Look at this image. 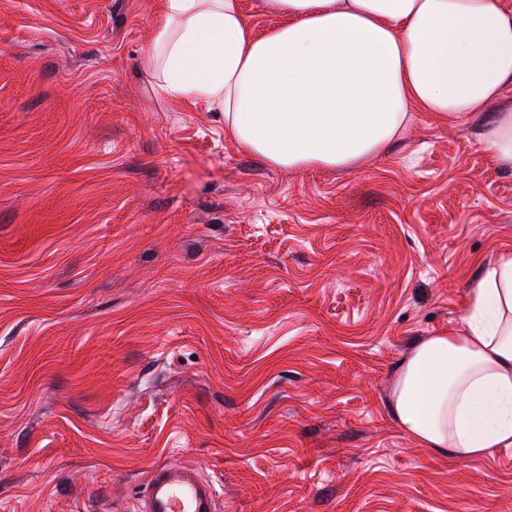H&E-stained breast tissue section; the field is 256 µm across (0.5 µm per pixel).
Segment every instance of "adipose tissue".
<instances>
[{
	"label": "adipose tissue",
	"mask_w": 512,
	"mask_h": 512,
	"mask_svg": "<svg viewBox=\"0 0 512 512\" xmlns=\"http://www.w3.org/2000/svg\"><path fill=\"white\" fill-rule=\"evenodd\" d=\"M284 25L256 35L240 0H165L155 49L165 89L224 112V132L283 169L383 152L409 112L490 111L480 140L512 165V7L505 0H265ZM459 328L422 339L389 408L422 447L458 460L512 447V253L473 288Z\"/></svg>",
	"instance_id": "ef3b65f1"
}]
</instances>
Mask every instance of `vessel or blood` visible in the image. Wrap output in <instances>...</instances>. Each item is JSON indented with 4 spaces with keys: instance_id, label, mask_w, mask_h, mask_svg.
I'll return each mask as SVG.
<instances>
[{
    "instance_id": "vessel-or-blood-1",
    "label": "vessel or blood",
    "mask_w": 512,
    "mask_h": 512,
    "mask_svg": "<svg viewBox=\"0 0 512 512\" xmlns=\"http://www.w3.org/2000/svg\"><path fill=\"white\" fill-rule=\"evenodd\" d=\"M216 489L178 464L158 466L140 502V512H214Z\"/></svg>"
}]
</instances>
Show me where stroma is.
<instances>
[{
    "instance_id": "obj_1",
    "label": "stroma",
    "mask_w": 512,
    "mask_h": 512,
    "mask_svg": "<svg viewBox=\"0 0 512 512\" xmlns=\"http://www.w3.org/2000/svg\"><path fill=\"white\" fill-rule=\"evenodd\" d=\"M162 5L0 0V512H123L169 462L217 512H512V447L389 410L512 252L484 116L271 166L143 66Z\"/></svg>"
}]
</instances>
